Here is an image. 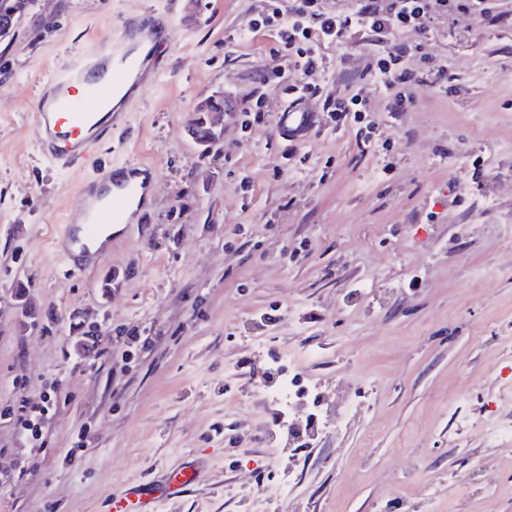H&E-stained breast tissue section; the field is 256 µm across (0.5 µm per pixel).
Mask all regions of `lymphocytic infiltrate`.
<instances>
[{"instance_id":"lymphocytic-infiltrate-1","label":"lymphocytic infiltrate","mask_w":512,"mask_h":512,"mask_svg":"<svg viewBox=\"0 0 512 512\" xmlns=\"http://www.w3.org/2000/svg\"><path fill=\"white\" fill-rule=\"evenodd\" d=\"M450 6L474 14L491 25L499 21L487 0H364L356 12L347 15L318 11L313 7V0H290L289 5L277 12L279 50L294 67L307 74L322 66L320 46L323 43L341 45L360 31L385 40L394 31L410 25L425 28L434 13ZM407 52L406 45L396 44L387 53H371L365 63L367 73L380 77L386 88L393 90L388 104L392 112L406 111L413 102L412 97L396 93V86L409 84L427 88L447 80L446 71L441 69L412 72L402 68Z\"/></svg>"}]
</instances>
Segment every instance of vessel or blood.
Segmentation results:
<instances>
[{"mask_svg": "<svg viewBox=\"0 0 512 512\" xmlns=\"http://www.w3.org/2000/svg\"><path fill=\"white\" fill-rule=\"evenodd\" d=\"M164 32L159 17L132 14L122 20L121 33L107 53H87L52 71L34 106V133L43 156L70 166L106 132L125 124V113L108 111L107 106L125 90L156 79L155 53ZM315 121L303 104H291L279 112L277 127L281 134L298 138ZM151 171L142 164L120 175L102 172L83 183L79 211L53 240V250L68 272L92 270L111 255L119 242L114 228L130 223L143 207ZM202 471L201 462L191 461L160 483L125 488L113 494L107 512H155L158 499L194 486Z\"/></svg>", "mask_w": 512, "mask_h": 512, "instance_id": "vessel-or-blood-1", "label": "vessel or blood"}]
</instances>
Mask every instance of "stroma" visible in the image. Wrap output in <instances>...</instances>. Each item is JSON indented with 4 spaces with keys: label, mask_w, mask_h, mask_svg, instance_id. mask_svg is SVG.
<instances>
[{
    "label": "stroma",
    "mask_w": 512,
    "mask_h": 512,
    "mask_svg": "<svg viewBox=\"0 0 512 512\" xmlns=\"http://www.w3.org/2000/svg\"><path fill=\"white\" fill-rule=\"evenodd\" d=\"M492 6L504 24L393 35L408 70L449 77L396 115L370 35L322 45L323 68L292 73L322 89L295 143L288 60L251 27L272 0H28L0 39V512H105L195 459L201 480L158 512H512V437L486 435L512 422V0ZM135 11L170 22L156 81L87 161L49 164L43 79ZM348 84L369 137L323 110ZM216 93L232 110L205 151L190 127ZM143 161L141 216L65 275L51 241L80 179ZM272 366L318 393L314 437L274 426ZM46 394L35 439L9 413ZM316 116L309 112L302 101L293 105L291 102L277 118V128L283 135L299 138L306 134L315 124Z\"/></svg>",
    "instance_id": "35a3bbf8"
}]
</instances>
